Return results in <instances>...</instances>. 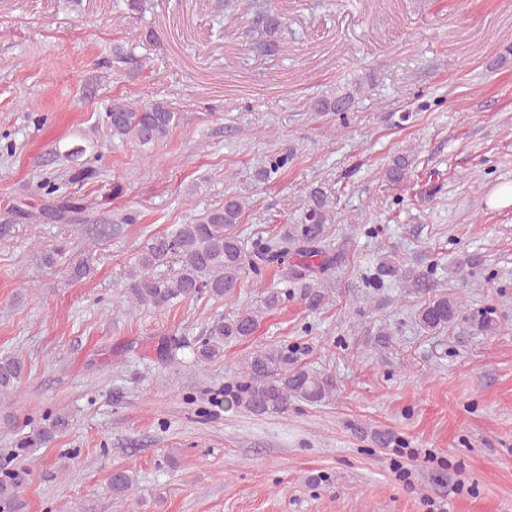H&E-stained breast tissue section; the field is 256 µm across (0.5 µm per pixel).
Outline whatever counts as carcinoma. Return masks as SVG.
<instances>
[{
    "instance_id": "obj_1",
    "label": "carcinoma",
    "mask_w": 512,
    "mask_h": 512,
    "mask_svg": "<svg viewBox=\"0 0 512 512\" xmlns=\"http://www.w3.org/2000/svg\"><path fill=\"white\" fill-rule=\"evenodd\" d=\"M246 6L252 28L271 37L281 30V17L271 0H238ZM371 75L352 83L339 85L317 97L311 104L314 112L342 114L349 112L373 85ZM180 116L168 106L155 102L142 106L117 101L106 112V127L114 139L141 147L163 141L179 123ZM86 149L75 147L68 156L78 163L73 180L85 181L96 170L79 162ZM415 158L400 153L392 157L381 181L399 185L410 181ZM52 195L40 210V217L75 224L87 205L70 196ZM245 210L244 200L236 195L224 197V203L180 224L167 234L150 237L135 262L127 271L126 283L119 302L131 308L165 309L186 300L207 298L215 302L232 300L244 279L251 278L260 288V304L254 308L231 312L213 318L191 346L192 361L205 366L224 358V344L247 339L255 333L262 310H273L284 303L288 291L276 285H266L265 278L273 273L280 282L302 291L308 308L319 310L328 304L329 291L324 287L328 272L342 264L345 252L333 248V224L336 201L331 190L323 186L311 189L303 218L298 224H281L274 235L248 243L239 224ZM476 261L471 255L459 258L456 273L459 281L470 282ZM438 261L417 259L409 267L396 251L380 245L376 263L366 280L378 286L386 279L409 278L423 295L414 310L419 328L439 335L460 326L482 335L493 334L500 328L499 320L488 311L466 313L462 297L441 290L437 278ZM26 371L24 358L17 353L0 356V397L16 392ZM334 392L332 379L299 364V348L286 344L259 347L247 358L242 381L229 395L232 404L255 416L285 413L296 401L318 405ZM46 424L36 426L15 442V455L22 456L30 448L50 443L69 426L65 414L47 415ZM27 480L21 469L0 470V512H13L16 493ZM136 485L135 474L126 468L116 469L109 486L116 496L130 494Z\"/></svg>"
}]
</instances>
